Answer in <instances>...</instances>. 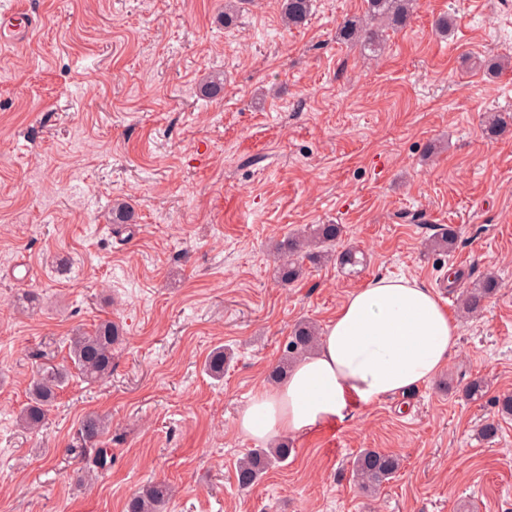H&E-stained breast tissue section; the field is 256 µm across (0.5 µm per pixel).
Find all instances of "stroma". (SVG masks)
Returning <instances> with one entry per match:
<instances>
[{"label": "stroma", "mask_w": 512, "mask_h": 512, "mask_svg": "<svg viewBox=\"0 0 512 512\" xmlns=\"http://www.w3.org/2000/svg\"><path fill=\"white\" fill-rule=\"evenodd\" d=\"M29 2V35L0 44V512H125L151 480L173 488L166 512H512V421L477 435L512 391V132L482 133L485 113H512V0H418L370 60L336 38L364 0H314L290 29L280 0H245L229 28L224 0ZM218 72L223 93L202 97ZM118 198L132 234L114 230ZM311 224L343 225L366 267L307 261L277 284L276 242ZM443 225L457 248L426 254ZM490 272L500 288L437 378L289 439L286 462L238 486L256 443L236 419L295 324L325 329L383 274L447 285L454 313ZM106 319L125 337L111 378L70 379L21 432L34 375ZM476 377L489 398L464 403L454 389ZM89 413L109 419L112 466L86 486ZM365 448L402 459L375 494L351 478Z\"/></svg>", "instance_id": "stroma-1"}]
</instances>
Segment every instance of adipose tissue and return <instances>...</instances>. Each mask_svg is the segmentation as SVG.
Wrapping results in <instances>:
<instances>
[{"mask_svg": "<svg viewBox=\"0 0 512 512\" xmlns=\"http://www.w3.org/2000/svg\"><path fill=\"white\" fill-rule=\"evenodd\" d=\"M460 325L428 288L384 275L349 295L316 349L276 387L261 389L237 430L270 444L350 417L354 407L432 381L459 342Z\"/></svg>", "mask_w": 512, "mask_h": 512, "instance_id": "adipose-tissue-1", "label": "adipose tissue"}]
</instances>
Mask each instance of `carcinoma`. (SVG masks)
<instances>
[{"label": "carcinoma", "instance_id": "1", "mask_svg": "<svg viewBox=\"0 0 512 512\" xmlns=\"http://www.w3.org/2000/svg\"><path fill=\"white\" fill-rule=\"evenodd\" d=\"M366 18L348 20L339 30V36L363 50L372 53L379 51L383 44V34L376 23L397 29L404 26L413 11V0H366ZM312 0H282V14L286 25L297 26L310 14ZM512 125V117L501 112H490L485 116L486 138L493 140ZM343 233L339 224H317L303 232L285 236L277 246L278 264L275 269L277 279L284 285L295 282L302 274L299 258L336 259L340 269L349 273L357 272V267L367 263L365 254L352 248L336 250V243ZM458 232L453 227L444 228L431 240L432 251L450 253L455 249ZM498 288L497 279L492 275L466 290L458 299L459 308L468 317L480 315L485 301L494 295ZM317 328L308 322L299 323L285 345V357L269 375L276 381L299 357L312 351L318 342ZM123 340L119 326L110 321L100 322L90 331L78 330L68 338L69 359L73 370L88 382H103L112 377L113 351ZM224 350L218 349L209 357L208 373L220 379L224 376ZM70 371L63 366L44 370L35 378L28 391V402L20 411L17 423L28 431L41 429L54 406L58 391L69 380ZM487 383L481 378L468 381L456 389V395L467 403H478L486 395ZM512 420V393L507 392L494 398V413L480 428V436L491 440L498 435L501 422ZM107 427L106 420L95 413L87 414L80 422L77 431L84 447L94 450L85 458L82 473L89 476L98 470L112 466V454L106 448L97 447L99 439ZM288 444L280 443L275 448H255L240 461L236 478L240 487L250 488L257 484L266 471L278 462L288 458ZM401 468L398 456L374 449H366L352 462L351 475L354 482L365 491H377L390 481ZM171 497L168 483L160 480L146 485L127 504V512H162Z\"/></svg>", "mask_w": 512, "mask_h": 512}]
</instances>
